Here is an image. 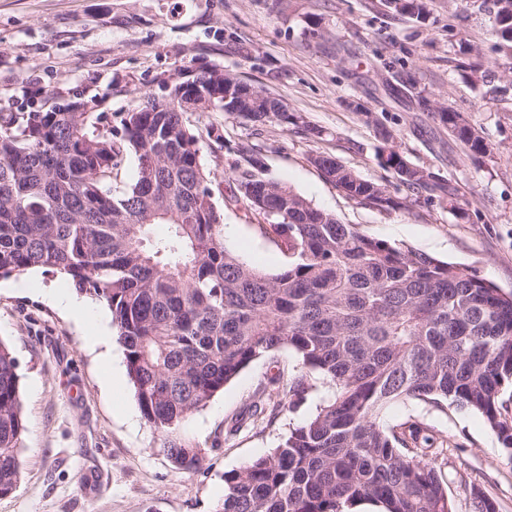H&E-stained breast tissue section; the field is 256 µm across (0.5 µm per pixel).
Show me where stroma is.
Listing matches in <instances>:
<instances>
[{
    "label": "stroma",
    "instance_id": "obj_1",
    "mask_svg": "<svg viewBox=\"0 0 512 512\" xmlns=\"http://www.w3.org/2000/svg\"><path fill=\"white\" fill-rule=\"evenodd\" d=\"M490 0H429L419 22L388 12L384 0H0V115L97 99L109 122L145 96H162V78L193 61L232 72L280 99L297 118L253 122L227 112H195L202 154L215 173L226 245L279 271L286 258L259 230L263 218L227 204L242 149L259 152L266 178L364 234L459 266L512 292V80L490 65L495 53ZM473 52H464L458 31ZM482 60L485 78L469 65ZM461 112L489 143L472 159L447 129L419 110L416 97ZM369 110L378 125L364 121ZM413 164L456 189L447 200L408 189L377 156L378 126ZM335 156L399 201L378 210L347 198L312 163ZM58 274L31 269L0 278V341L17 359L27 430L16 488L0 512H214L225 473L276 447L327 396L313 391L274 423L226 422L244 412L272 372L269 360L246 367L181 434L204 448L200 469H175L163 438L143 418L123 350L90 349L76 317L44 300ZM383 421L427 427L442 455L436 469L455 512H474L483 491L512 512V460L477 413L421 400L388 406Z\"/></svg>",
    "mask_w": 512,
    "mask_h": 512
}]
</instances>
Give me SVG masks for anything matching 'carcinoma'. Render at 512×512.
I'll use <instances>...</instances> for the list:
<instances>
[{"mask_svg":"<svg viewBox=\"0 0 512 512\" xmlns=\"http://www.w3.org/2000/svg\"><path fill=\"white\" fill-rule=\"evenodd\" d=\"M418 20L428 0H386ZM497 58L512 75V0H492ZM237 81L211 67L194 97H149L121 128L70 104L0 121V276L42 268L104 303L113 339L146 421L164 436L178 470H197L204 449L180 427L252 362L292 351L248 408L273 422L317 384L333 394L268 453L224 475L215 512H454L427 428L379 422L392 402H448L480 414L512 459V421L502 391L512 384V293L412 248L372 238L293 190L263 177L250 151L234 167L229 202L261 214L259 225L287 257L266 273L224 243L223 215L188 114L226 112L208 87ZM280 102L261 91L237 109L262 122ZM431 116L473 156L488 143L440 106ZM136 175L112 188L123 156ZM314 164L347 198L377 209L396 202L333 156ZM384 163L413 190L441 191L433 175L391 149ZM155 224L168 225L157 238ZM288 403H283V399ZM26 431L17 360L0 342V495L16 486Z\"/></svg>","mask_w":512,"mask_h":512,"instance_id":"obj_1","label":"carcinoma"}]
</instances>
